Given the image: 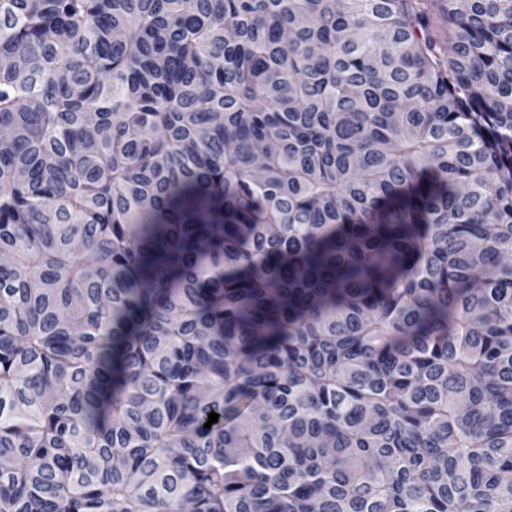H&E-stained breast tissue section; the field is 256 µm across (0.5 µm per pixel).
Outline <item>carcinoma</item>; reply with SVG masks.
Wrapping results in <instances>:
<instances>
[{"label": "carcinoma", "mask_w": 512, "mask_h": 512, "mask_svg": "<svg viewBox=\"0 0 512 512\" xmlns=\"http://www.w3.org/2000/svg\"><path fill=\"white\" fill-rule=\"evenodd\" d=\"M1 130L0 512H512V0H0Z\"/></svg>", "instance_id": "obj_1"}]
</instances>
